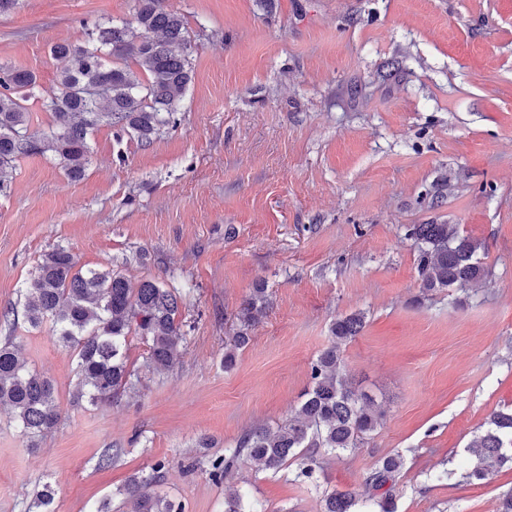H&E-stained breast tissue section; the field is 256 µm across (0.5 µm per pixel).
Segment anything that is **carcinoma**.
I'll use <instances>...</instances> for the list:
<instances>
[{"label": "carcinoma", "mask_w": 512, "mask_h": 512, "mask_svg": "<svg viewBox=\"0 0 512 512\" xmlns=\"http://www.w3.org/2000/svg\"><path fill=\"white\" fill-rule=\"evenodd\" d=\"M135 27L141 31L137 39L130 36ZM50 52L60 68L58 91L43 103L53 118L47 133L32 132L27 123L26 103L37 89L36 74L0 65V190L15 161L48 152L59 157L69 178H80L88 163V136L100 126L114 127L144 146L151 143L160 127L174 119L193 77L185 18L169 9L166 0H135L131 20L98 24L80 38L52 45ZM407 235L417 248L424 290H465L483 281L481 244L458 225L414 224ZM23 298L30 326L50 323L76 352L73 399L78 403L100 406L136 388L125 362L129 335L146 344L147 366L157 373L175 366L186 341L177 321L181 298L175 292L154 281L134 285L110 265L85 270L64 247L42 255ZM269 305L267 288L259 282L241 302L234 315L236 328L224 339V369L235 365ZM365 319L359 311L332 323L331 341L312 363L310 386L294 415L275 427L258 426L243 434L228 455L211 461L212 479L223 480L241 455L272 472L299 458L300 474L309 477L316 459L304 449L339 455L377 430L383 412L371 395L351 388L341 355V347L359 336ZM0 407L9 408L30 448L61 420L54 385L9 342L0 345ZM468 451L469 481L485 480L493 470L512 465V409L492 413ZM403 465L399 454L379 460L365 478L366 488L376 495L363 500L352 491L334 490L324 497L323 512H364L371 505L377 512H396L392 486ZM163 469L159 462L152 474L128 480L120 490L126 512H185L181 503L152 490ZM54 499L51 485H43L34 499L37 512H54ZM224 512L260 510L228 487Z\"/></svg>", "instance_id": "1"}]
</instances>
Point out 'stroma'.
<instances>
[{
	"label": "stroma",
	"instance_id": "1",
	"mask_svg": "<svg viewBox=\"0 0 512 512\" xmlns=\"http://www.w3.org/2000/svg\"><path fill=\"white\" fill-rule=\"evenodd\" d=\"M184 15L194 64L175 124L140 145L107 126L90 134L77 180L52 155L23 157L0 192V343L12 338L52 381L62 419L37 448L0 408V512H92L133 475L164 463L158 494L185 512H224L225 486L264 512H322L332 490L364 492L376 461L401 454L397 512H496L512 468L463 478L467 446L512 408V0H167ZM133 0H20L0 15V62L34 71L29 127L49 131L50 47L83 26L128 20ZM399 58L397 71L388 62ZM459 225L481 243L478 287L423 292L410 225ZM69 249L183 297L187 342L174 369L145 365L129 336L137 393L76 404L72 348L32 328L22 290L41 256ZM270 294L233 369L224 338L256 282ZM366 326L342 356L373 395L380 427L312 479L236 459L209 462L249 429L287 420L333 321ZM213 441L199 447L200 437ZM115 457L100 458L106 449Z\"/></svg>",
	"mask_w": 512,
	"mask_h": 512
}]
</instances>
